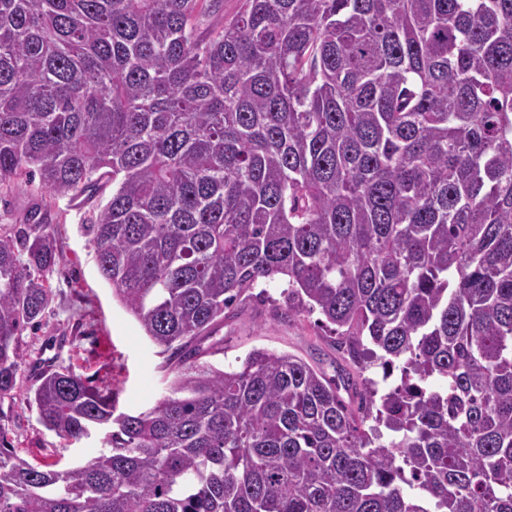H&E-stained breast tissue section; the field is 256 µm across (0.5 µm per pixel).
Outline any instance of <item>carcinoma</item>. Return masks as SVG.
<instances>
[{"label":"carcinoma","mask_w":512,"mask_h":512,"mask_svg":"<svg viewBox=\"0 0 512 512\" xmlns=\"http://www.w3.org/2000/svg\"><path fill=\"white\" fill-rule=\"evenodd\" d=\"M36 178L112 187L83 229L165 387L41 372L39 422L101 446L32 464L0 420V512H512V0H0V194ZM55 234L0 235V402ZM274 282L357 372L203 360Z\"/></svg>","instance_id":"obj_1"}]
</instances>
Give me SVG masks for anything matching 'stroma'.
I'll list each match as a JSON object with an SVG mask.
<instances>
[{"instance_id": "35a3bbf8", "label": "stroma", "mask_w": 512, "mask_h": 512, "mask_svg": "<svg viewBox=\"0 0 512 512\" xmlns=\"http://www.w3.org/2000/svg\"><path fill=\"white\" fill-rule=\"evenodd\" d=\"M44 206L58 227L60 260L51 280L52 311L42 326L25 330L19 344L22 369L34 379L46 365L72 366L93 384L111 382L118 407L136 412L154 404L163 389L164 359L147 340L141 326L112 295L99 275L92 244L81 229L88 223L94 201L53 198L33 181L0 197V225L24 223L28 210ZM268 300L244 302L238 315L217 326L214 336L224 342L215 366L235 362L255 347L288 351L334 374L342 363L327 332L318 328L317 315L288 319L279 283L267 285ZM0 415L13 432L18 454L32 462L69 465L90 459L95 439L68 443L48 431L26 400L25 390L0 403Z\"/></svg>"}]
</instances>
